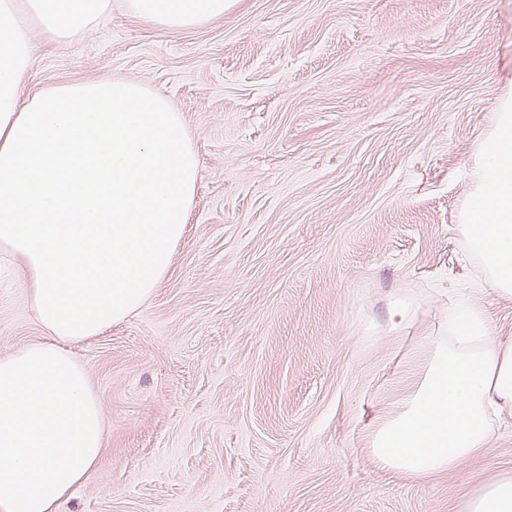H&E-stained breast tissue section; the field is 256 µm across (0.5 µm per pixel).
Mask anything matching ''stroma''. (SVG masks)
Segmentation results:
<instances>
[{
  "label": "stroma",
  "mask_w": 512,
  "mask_h": 512,
  "mask_svg": "<svg viewBox=\"0 0 512 512\" xmlns=\"http://www.w3.org/2000/svg\"><path fill=\"white\" fill-rule=\"evenodd\" d=\"M109 78L176 107L199 172L152 295L70 348L108 430L58 512H463L512 475V425L424 478L371 449L458 302L512 336L456 229L512 91V0H231L189 28L112 0L94 32L39 45L21 93ZM43 334L0 251V356Z\"/></svg>",
  "instance_id": "stroma-1"
}]
</instances>
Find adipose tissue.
I'll return each mask as SVG.
<instances>
[{"label": "adipose tissue", "instance_id": "ef3b65f1", "mask_svg": "<svg viewBox=\"0 0 512 512\" xmlns=\"http://www.w3.org/2000/svg\"><path fill=\"white\" fill-rule=\"evenodd\" d=\"M228 0H128L169 28L223 16ZM112 0H0V248L23 274L42 339L0 356V512H56L94 474L104 420L68 346L122 322L149 298L182 240L198 165L163 96L123 81L71 83L21 97L36 37L69 40ZM481 287L512 298V95L476 149L459 217ZM512 423V337L469 301L448 317L401 405L377 427L383 467L424 477L461 469L495 425ZM464 512H512V477Z\"/></svg>", "mask_w": 512, "mask_h": 512}]
</instances>
